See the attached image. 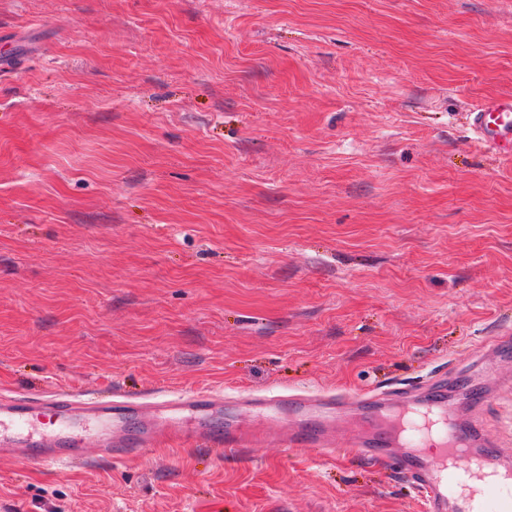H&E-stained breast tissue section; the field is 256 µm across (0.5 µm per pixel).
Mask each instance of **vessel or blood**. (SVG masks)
Here are the masks:
<instances>
[{
    "mask_svg": "<svg viewBox=\"0 0 512 512\" xmlns=\"http://www.w3.org/2000/svg\"><path fill=\"white\" fill-rule=\"evenodd\" d=\"M471 129L492 152L512 148V99L474 106ZM237 403L254 411L255 423L216 421L224 395L203 388L161 402H139L118 392L95 399L58 390L0 396V452L44 467H67L81 461L90 431L101 454L111 459L185 443L227 452L264 442L315 448L333 458L339 450L330 431L342 411L349 424L344 449L392 464L422 496L425 512H512V465L501 460L478 426L457 421L444 382L419 392L367 391L354 398L248 394ZM477 480L479 500L464 497Z\"/></svg>",
    "mask_w": 512,
    "mask_h": 512,
    "instance_id": "1",
    "label": "vessel or blood"
}]
</instances>
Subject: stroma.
Segmentation results:
<instances>
[{
  "mask_svg": "<svg viewBox=\"0 0 512 512\" xmlns=\"http://www.w3.org/2000/svg\"><path fill=\"white\" fill-rule=\"evenodd\" d=\"M512 0H0V393L406 388L512 462ZM0 454V512H424L352 453ZM471 129L492 152L501 153L508 145L512 155V99L489 100L473 107Z\"/></svg>",
  "mask_w": 512,
  "mask_h": 512,
  "instance_id": "stroma-1",
  "label": "stroma"
}]
</instances>
